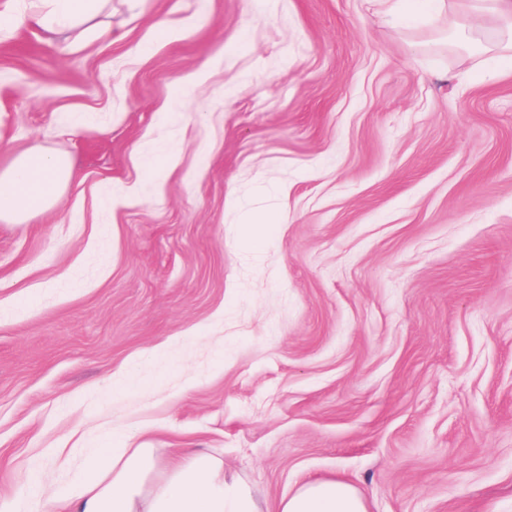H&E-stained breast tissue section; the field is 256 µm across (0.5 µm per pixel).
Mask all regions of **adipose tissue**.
Listing matches in <instances>:
<instances>
[{"instance_id":"1","label":"adipose tissue","mask_w":512,"mask_h":512,"mask_svg":"<svg viewBox=\"0 0 512 512\" xmlns=\"http://www.w3.org/2000/svg\"><path fill=\"white\" fill-rule=\"evenodd\" d=\"M101 2L36 0L27 20L62 33L91 20ZM72 175L64 158L34 148L21 153L0 174V218L21 223L44 212ZM9 512H368V505L353 484L336 478L304 481L268 503L227 477L223 460L210 452L164 463L151 448H113L84 455L62 491L21 485Z\"/></svg>"}]
</instances>
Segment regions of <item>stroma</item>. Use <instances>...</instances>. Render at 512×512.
Masks as SVG:
<instances>
[{"mask_svg": "<svg viewBox=\"0 0 512 512\" xmlns=\"http://www.w3.org/2000/svg\"><path fill=\"white\" fill-rule=\"evenodd\" d=\"M29 2L0 0V173L74 176L0 219V512L34 459L67 479L48 449L118 441L269 502L512 512V76L454 14L110 0L61 54ZM73 176L62 157L38 149L19 155L13 166L0 174V218L25 222L54 204L63 185Z\"/></svg>", "mask_w": 512, "mask_h": 512, "instance_id": "35a3bbf8", "label": "stroma"}]
</instances>
